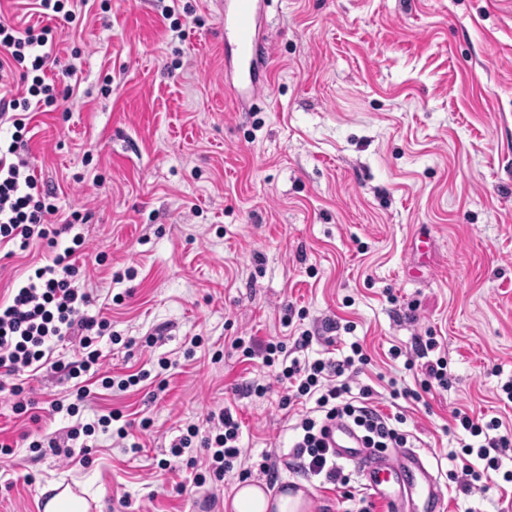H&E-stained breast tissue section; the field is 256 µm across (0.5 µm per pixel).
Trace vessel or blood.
<instances>
[{
	"instance_id": "b4317fda",
	"label": "vessel or blood",
	"mask_w": 512,
	"mask_h": 512,
	"mask_svg": "<svg viewBox=\"0 0 512 512\" xmlns=\"http://www.w3.org/2000/svg\"><path fill=\"white\" fill-rule=\"evenodd\" d=\"M265 5V0H224V40L234 48L224 64L235 68L242 93L252 97L264 89L257 74L255 30ZM326 441L339 459L359 470L366 490L389 503L393 512H441L444 494L426 458L415 449L384 453L365 447L356 428L344 419L328 424Z\"/></svg>"
}]
</instances>
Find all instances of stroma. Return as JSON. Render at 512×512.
Returning <instances> with one entry per match:
<instances>
[{
    "label": "stroma",
    "mask_w": 512,
    "mask_h": 512,
    "mask_svg": "<svg viewBox=\"0 0 512 512\" xmlns=\"http://www.w3.org/2000/svg\"><path fill=\"white\" fill-rule=\"evenodd\" d=\"M76 12L78 24L57 25L48 72L76 63L74 92L33 111L28 159L62 211L91 215L84 285L112 322L104 370L150 374L125 392L90 383L80 420L116 409L152 424L131 442L96 433L87 462H66L29 442L75 420L34 423L0 395V439L15 445L0 455V512H40L45 490L74 483L89 512H225L243 469L264 481L265 454L288 453L303 411L283 405L275 368L232 341L305 331L309 358L363 345L357 384L403 414L443 512H503L512 447L487 492L463 494L449 476L461 469L454 410L512 423V0H268L267 87L241 111L214 0H82ZM44 257L0 256V300ZM288 304L298 314L286 325ZM330 320L343 327L333 351ZM428 334L447 389L391 399L424 374L390 349ZM253 381L265 397L242 396ZM29 385L38 404L74 400L53 368ZM225 408L245 466L195 486L188 460L202 449L176 457L172 443ZM345 470L344 489L284 467L274 488H306L307 512H359L368 493Z\"/></svg>",
    "instance_id": "stroma-1"
}]
</instances>
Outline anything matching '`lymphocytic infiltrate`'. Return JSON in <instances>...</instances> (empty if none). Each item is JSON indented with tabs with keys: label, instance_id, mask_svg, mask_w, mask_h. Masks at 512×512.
Returning <instances> with one entry per match:
<instances>
[{
	"label": "lymphocytic infiltrate",
	"instance_id": "lymphocytic-infiltrate-1",
	"mask_svg": "<svg viewBox=\"0 0 512 512\" xmlns=\"http://www.w3.org/2000/svg\"><path fill=\"white\" fill-rule=\"evenodd\" d=\"M70 4L71 0H32L35 13L47 20L39 28H21L10 17L0 15V86L13 80L21 86L18 94L0 97V127L10 131L9 139L0 141V249L13 246L23 252L39 244L49 250L45 264L36 267L15 288L11 299L0 303V393L12 400L18 415L28 414L34 405L26 387L27 377L48 363L73 379L98 373L105 389L116 387L124 391L142 379L138 372L117 381L101 374L102 354L97 342L110 330L111 323L88 315L92 295L77 285L84 273L81 259L87 249L79 226L86 223L87 217L78 211L60 216L55 192L39 181L23 155L32 106L51 112L60 98L69 95L47 73L56 61L50 22L73 19L75 12ZM64 234L70 235L71 244L63 248L59 239ZM63 342L76 346L72 361L52 358L54 347ZM234 345L241 348L245 358L258 356L265 366H278V381L288 385L285 403L304 400L311 404L294 426L296 437L288 453L289 467L308 476L324 477L335 485H347L349 477L343 465L324 440L328 422L339 418L361 430L367 447L381 451L407 447L409 435L399 428L402 415L381 414L374 404L372 388L355 385L359 367L366 360L359 343H351L350 355L336 360L289 357L285 343L275 339L247 342L239 337ZM436 347L435 337L418 336L410 352L395 348L391 355L422 359L425 387L444 389L448 386V361L442 357L430 359L429 354ZM89 396L87 387L81 386L74 402L51 403L53 413L74 419L63 438L45 440L48 448L65 458H72L74 447L95 433H109L120 440L130 435L131 422L125 421L117 410L98 415L90 423L79 422L78 415L87 408ZM453 418L470 436L469 442L462 445L467 460L458 482L460 491L469 494L488 471L499 470L497 453L512 447V425L496 417L486 421L458 410ZM196 442L206 450L203 470L196 475L197 484H204L210 477L223 480L225 473L242 461L240 424L230 411L209 413L205 425H189L173 444L172 452L182 455ZM477 459L484 461V469L474 468Z\"/></svg>",
	"mask_w": 512,
	"mask_h": 512
}]
</instances>
